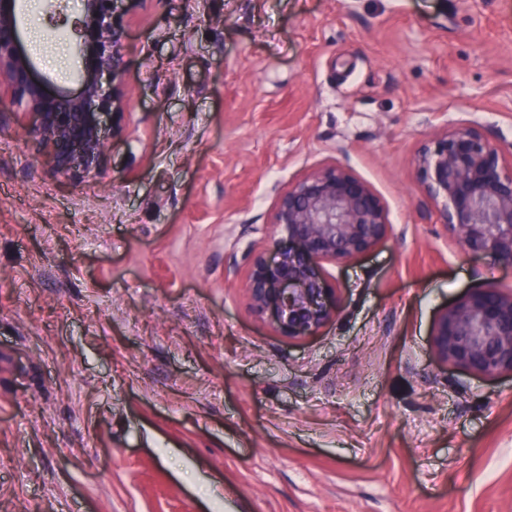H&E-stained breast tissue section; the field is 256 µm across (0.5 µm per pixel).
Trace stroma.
Instances as JSON below:
<instances>
[{"label": "stroma", "instance_id": "35a3bbf8", "mask_svg": "<svg viewBox=\"0 0 512 512\" xmlns=\"http://www.w3.org/2000/svg\"><path fill=\"white\" fill-rule=\"evenodd\" d=\"M78 0H26L72 92ZM96 174L57 173L0 84V512H512V377L442 362L439 313L512 269L420 205L466 121L512 145V0H141ZM335 161L392 228L326 266L335 318L282 336L252 258Z\"/></svg>", "mask_w": 512, "mask_h": 512}]
</instances>
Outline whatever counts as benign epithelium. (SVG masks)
Instances as JSON below:
<instances>
[{"instance_id":"1","label":"benign epithelium","mask_w":512,"mask_h":512,"mask_svg":"<svg viewBox=\"0 0 512 512\" xmlns=\"http://www.w3.org/2000/svg\"><path fill=\"white\" fill-rule=\"evenodd\" d=\"M20 2L0 0V81L35 115L33 134L57 171L96 174L121 103L114 81L123 68V32L114 0H80L75 95L51 92L35 73L21 45ZM415 164L424 198L463 252L512 268V148L460 121L429 139ZM273 223L285 241L273 240L253 258L250 305L282 335L307 336L336 315V289L324 264L375 247L390 229L388 213L364 180L332 162L279 196ZM432 341L441 360L478 378L512 377V289L494 281L470 289L438 315Z\"/></svg>"}]
</instances>
